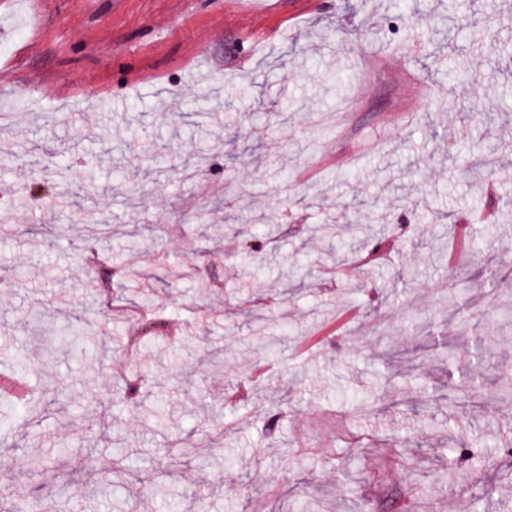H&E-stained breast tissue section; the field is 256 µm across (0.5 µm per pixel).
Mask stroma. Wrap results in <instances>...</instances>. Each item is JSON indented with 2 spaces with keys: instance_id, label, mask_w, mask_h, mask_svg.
I'll list each match as a JSON object with an SVG mask.
<instances>
[{
  "instance_id": "stroma-1",
  "label": "stroma",
  "mask_w": 512,
  "mask_h": 512,
  "mask_svg": "<svg viewBox=\"0 0 512 512\" xmlns=\"http://www.w3.org/2000/svg\"><path fill=\"white\" fill-rule=\"evenodd\" d=\"M450 2L0 0V182L42 187L0 222V375L26 358L29 398L0 428V488L40 512H512V0H471L479 44L437 28ZM489 211L448 268L449 225ZM96 220L127 273L109 312L81 247ZM333 222L348 240L317 234ZM131 306L163 328L128 362ZM76 320L81 351L46 362ZM477 344L492 362L449 405L440 351Z\"/></svg>"
}]
</instances>
